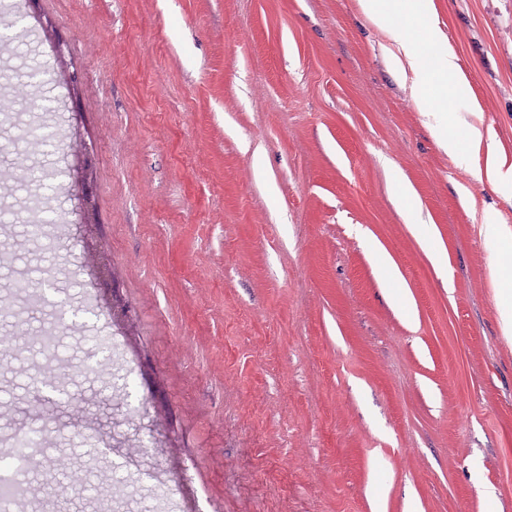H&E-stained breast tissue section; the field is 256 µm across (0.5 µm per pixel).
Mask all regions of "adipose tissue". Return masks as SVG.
<instances>
[{
    "mask_svg": "<svg viewBox=\"0 0 512 512\" xmlns=\"http://www.w3.org/2000/svg\"><path fill=\"white\" fill-rule=\"evenodd\" d=\"M358 6L366 19L393 44L390 54L393 70L410 76L412 96L416 103H423L428 96L440 98L441 104L434 112V136L442 148L453 145L448 136L450 114L444 102L451 98L448 79L454 78L457 70L456 56L448 47L447 35L431 24L435 14L434 0H410V13H402L399 0H358ZM428 19L424 30L426 39L437 45L438 52L431 63H423L416 48L410 28L416 19ZM490 277L496 288V305L501 332L507 342H512V264L502 256H493Z\"/></svg>",
    "mask_w": 512,
    "mask_h": 512,
    "instance_id": "1",
    "label": "adipose tissue"
}]
</instances>
